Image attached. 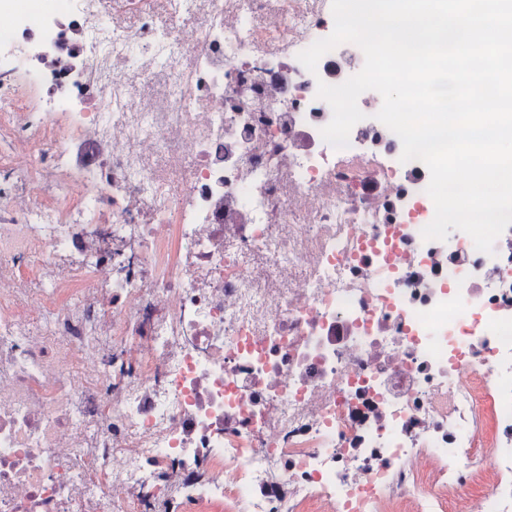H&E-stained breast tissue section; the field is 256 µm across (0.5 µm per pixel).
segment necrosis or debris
Instances as JSON below:
<instances>
[{
	"label": "necrosis or debris",
	"mask_w": 512,
	"mask_h": 512,
	"mask_svg": "<svg viewBox=\"0 0 512 512\" xmlns=\"http://www.w3.org/2000/svg\"><path fill=\"white\" fill-rule=\"evenodd\" d=\"M331 11L0 0V512H512V225L323 139Z\"/></svg>",
	"instance_id": "4bbe7bcc"
}]
</instances>
